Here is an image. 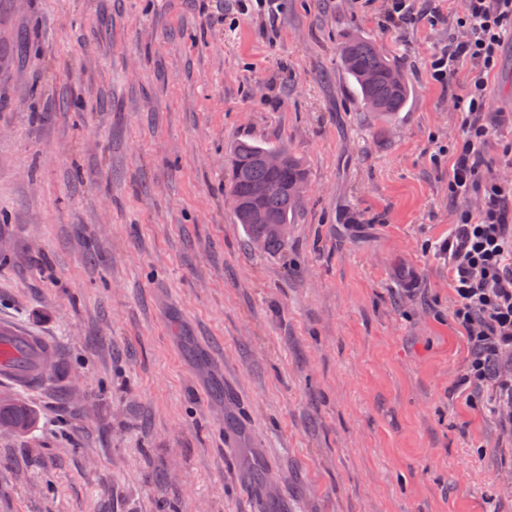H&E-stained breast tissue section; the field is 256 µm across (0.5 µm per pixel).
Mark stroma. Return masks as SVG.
I'll use <instances>...</instances> for the list:
<instances>
[{"mask_svg": "<svg viewBox=\"0 0 512 512\" xmlns=\"http://www.w3.org/2000/svg\"><path fill=\"white\" fill-rule=\"evenodd\" d=\"M408 5L395 28L387 0H0V321L74 375L0 382L38 415L0 431V512H512L438 250L480 205L448 196L469 67L430 70L465 2ZM351 35L402 65L404 112L362 106ZM488 84L483 152L512 180L511 41ZM243 140L306 169L275 254L226 199Z\"/></svg>", "mask_w": 512, "mask_h": 512, "instance_id": "35a3bbf8", "label": "stroma"}]
</instances>
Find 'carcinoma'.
Returning a JSON list of instances; mask_svg holds the SVG:
<instances>
[{
  "label": "carcinoma",
  "instance_id": "1",
  "mask_svg": "<svg viewBox=\"0 0 512 512\" xmlns=\"http://www.w3.org/2000/svg\"><path fill=\"white\" fill-rule=\"evenodd\" d=\"M339 55L346 73L354 80L365 108L380 118L392 117L404 111L412 89L404 71L391 61L374 43L357 36L340 43ZM269 153H279L284 164L277 170L264 166L262 159ZM305 179L299 160L284 146L243 141L230 158L228 190L242 198L247 208L234 213L250 242L259 241L263 251L276 252L288 240V224L302 198L292 192V186ZM267 185L266 194L255 200L252 187ZM260 211L265 219L258 221L253 212ZM0 420L13 422L19 431L29 430L36 413L26 404L11 398L0 401Z\"/></svg>",
  "mask_w": 512,
  "mask_h": 512
}]
</instances>
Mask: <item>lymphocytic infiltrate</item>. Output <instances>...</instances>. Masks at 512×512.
Here are the masks:
<instances>
[{
  "label": "lymphocytic infiltrate",
  "instance_id": "lymphocytic-infiltrate-1",
  "mask_svg": "<svg viewBox=\"0 0 512 512\" xmlns=\"http://www.w3.org/2000/svg\"><path fill=\"white\" fill-rule=\"evenodd\" d=\"M470 36L433 63L436 79L454 80L460 62L473 66L470 89L458 99L462 131L450 152L448 194L478 196L479 209H461L442 251L452 282L451 320L463 330L471 357L461 377L472 402L512 435V183L493 177L481 148L489 133L488 76L512 38V0H465L461 19Z\"/></svg>",
  "mask_w": 512,
  "mask_h": 512
}]
</instances>
